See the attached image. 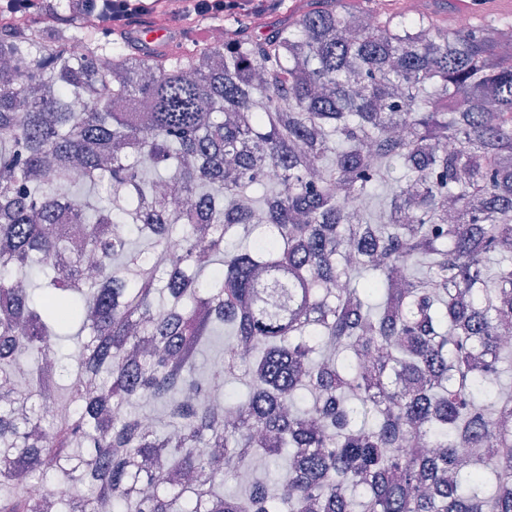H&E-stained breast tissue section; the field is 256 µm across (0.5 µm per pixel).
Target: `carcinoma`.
Returning <instances> with one entry per match:
<instances>
[{"mask_svg":"<svg viewBox=\"0 0 512 512\" xmlns=\"http://www.w3.org/2000/svg\"><path fill=\"white\" fill-rule=\"evenodd\" d=\"M46 8L0 27V512H512V25L322 0L151 55Z\"/></svg>","mask_w":512,"mask_h":512,"instance_id":"cac0c4a2","label":"carcinoma"}]
</instances>
